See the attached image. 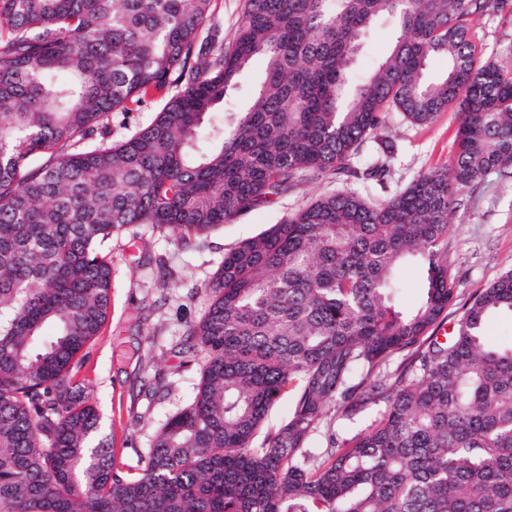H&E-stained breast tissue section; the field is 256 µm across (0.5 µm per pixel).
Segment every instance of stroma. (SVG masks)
<instances>
[{
	"label": "stroma",
	"instance_id": "obj_1",
	"mask_svg": "<svg viewBox=\"0 0 512 512\" xmlns=\"http://www.w3.org/2000/svg\"><path fill=\"white\" fill-rule=\"evenodd\" d=\"M479 63L512 73V0L493 16L472 22ZM459 118L454 109L432 123H390L397 146L392 180L407 187L421 172L447 167ZM333 188L323 179L298 186L275 203L239 216L211 232L203 245L186 247L165 231L131 224L113 236L112 294L104 328L83 373L112 430L119 463L134 464L166 415L184 405L199 365L180 354L188 323L209 304L204 285L227 249L252 237ZM454 230L446 242L449 271L459 301L472 299L512 269V170L492 173L464 189Z\"/></svg>",
	"mask_w": 512,
	"mask_h": 512
}]
</instances>
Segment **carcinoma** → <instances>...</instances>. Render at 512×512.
Listing matches in <instances>:
<instances>
[{
  "label": "carcinoma",
  "mask_w": 512,
  "mask_h": 512,
  "mask_svg": "<svg viewBox=\"0 0 512 512\" xmlns=\"http://www.w3.org/2000/svg\"><path fill=\"white\" fill-rule=\"evenodd\" d=\"M212 2L0 0V512H512V344L486 337L512 313V269L436 336L457 302L443 245L458 196L512 168V74L477 64L470 33L499 0H242L227 45ZM381 23L389 55L352 78ZM434 56L448 68L431 78ZM255 57L247 106L213 124ZM158 102L114 135L112 114ZM454 102L450 165L392 188L391 116L421 127ZM341 175L379 199L333 189L224 252L186 329L193 395L117 465L77 379L110 307L114 233L202 241ZM410 258L425 297L402 311ZM289 385L291 412L266 426ZM377 400L366 430L336 436V417ZM320 433L328 447H311Z\"/></svg>",
  "instance_id": "carcinoma-1"
}]
</instances>
